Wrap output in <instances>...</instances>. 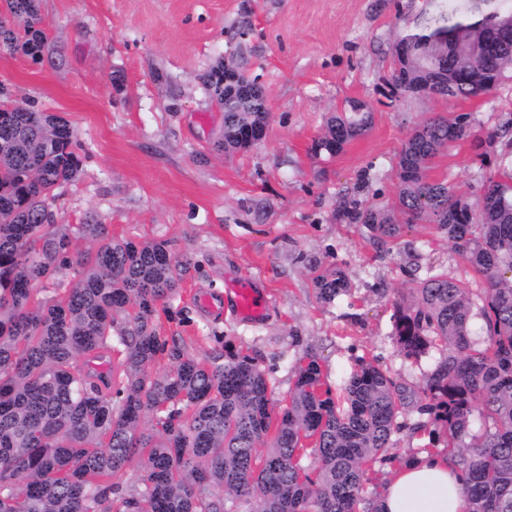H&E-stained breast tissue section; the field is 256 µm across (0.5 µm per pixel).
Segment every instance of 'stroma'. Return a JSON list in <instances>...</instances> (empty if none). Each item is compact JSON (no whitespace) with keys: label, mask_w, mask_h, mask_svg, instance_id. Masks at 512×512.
Listing matches in <instances>:
<instances>
[{"label":"stroma","mask_w":512,"mask_h":512,"mask_svg":"<svg viewBox=\"0 0 512 512\" xmlns=\"http://www.w3.org/2000/svg\"><path fill=\"white\" fill-rule=\"evenodd\" d=\"M424 0H39L47 47L41 59L0 50V83L13 101L67 119L79 134L83 166L51 209L59 224H105L113 237L168 240L198 270L175 305L168 332L195 356L224 338L248 348L270 379L274 407L288 401L293 368L316 357L340 391L359 359L416 390L434 357L404 359L393 340L396 304L427 272L462 278L446 236L420 224L379 245L350 223L353 206L389 204L397 160L410 131L440 114H468L492 144H451L431 175L476 202L486 176L512 158V78L468 100L393 92L392 43ZM237 57L258 76L270 120L258 146L221 156L209 143L224 115L202 89L219 57ZM358 100L370 130L334 157L310 146L328 113ZM342 266L349 292L321 304L313 270ZM250 278L270 309L239 322L227 285ZM389 458L372 463L364 495L377 498L391 468L421 450L423 422L404 415Z\"/></svg>","instance_id":"1"}]
</instances>
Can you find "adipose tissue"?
<instances>
[{"label":"adipose tissue","instance_id":"ef3b65f1","mask_svg":"<svg viewBox=\"0 0 512 512\" xmlns=\"http://www.w3.org/2000/svg\"><path fill=\"white\" fill-rule=\"evenodd\" d=\"M375 506L378 512H467L460 474L446 457L427 452L394 471Z\"/></svg>","mask_w":512,"mask_h":512}]
</instances>
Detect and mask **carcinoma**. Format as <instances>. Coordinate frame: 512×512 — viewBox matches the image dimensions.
Here are the masks:
<instances>
[{"label": "carcinoma", "mask_w": 512, "mask_h": 512, "mask_svg": "<svg viewBox=\"0 0 512 512\" xmlns=\"http://www.w3.org/2000/svg\"><path fill=\"white\" fill-rule=\"evenodd\" d=\"M1 9L14 26L0 28V48L41 58L39 0H0ZM509 25L512 0H426L394 42L391 86L414 93L438 68L443 85L429 96L490 94L512 74V42L488 56L492 32ZM256 85L233 60L204 74L224 107L213 151L263 140L269 112ZM372 119L363 104L330 113L313 154L341 153ZM467 140L479 137L465 116L424 121L399 152L394 203L347 217L381 244L432 224L483 284L419 280L393 336L408 360L440 351L418 410L463 474L470 512H512V170L488 177L493 190L473 204L429 176L437 155ZM79 148L62 116L0 105V512H377L361 496L366 467L405 427L414 393L362 359L340 409L310 357L272 416L267 373L249 350L218 340L199 361L183 337L161 331L196 270L190 254L166 240L116 239L105 224L55 223L48 201L79 175ZM76 233L95 248L76 250ZM312 282L328 305L349 290L337 264L316 268ZM476 317L483 336L471 331ZM131 468L141 488L128 492Z\"/></svg>", "instance_id": "1"}]
</instances>
